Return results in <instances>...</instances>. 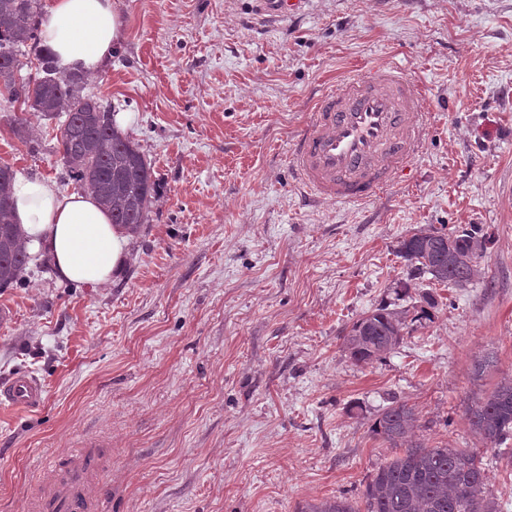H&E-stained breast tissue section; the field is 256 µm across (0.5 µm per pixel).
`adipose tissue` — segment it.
Here are the masks:
<instances>
[{"label":"adipose tissue","instance_id":"adipose-tissue-1","mask_svg":"<svg viewBox=\"0 0 512 512\" xmlns=\"http://www.w3.org/2000/svg\"><path fill=\"white\" fill-rule=\"evenodd\" d=\"M39 37L60 71L97 73L119 47L115 4L49 0ZM12 196L27 247L41 253L60 280L101 286L123 274L130 236L113 224L92 192L62 195L44 180L20 173L13 181Z\"/></svg>","mask_w":512,"mask_h":512}]
</instances>
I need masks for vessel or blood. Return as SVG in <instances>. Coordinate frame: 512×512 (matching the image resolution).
<instances>
[{
	"instance_id": "obj_1",
	"label": "vessel or blood",
	"mask_w": 512,
	"mask_h": 512,
	"mask_svg": "<svg viewBox=\"0 0 512 512\" xmlns=\"http://www.w3.org/2000/svg\"><path fill=\"white\" fill-rule=\"evenodd\" d=\"M422 95L395 64L345 77L316 103L292 148V166L317 196L363 203L390 187L419 153ZM44 386L31 376L0 384V402L21 408L42 404ZM32 512H96L95 464L70 457L52 474Z\"/></svg>"
}]
</instances>
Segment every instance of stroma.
Segmentation results:
<instances>
[{
    "mask_svg": "<svg viewBox=\"0 0 512 512\" xmlns=\"http://www.w3.org/2000/svg\"><path fill=\"white\" fill-rule=\"evenodd\" d=\"M116 3L121 47L84 92L129 117L160 192L118 280L76 287L36 255L0 290V383L45 387L37 408L0 405V512H28L80 449L101 512L356 502L395 454L371 431L392 400L426 446L484 452L466 407L512 376V0ZM385 64L425 93L420 155L372 201H309L290 165L308 112ZM59 125L0 98V164L80 194ZM473 225L491 242L471 284L408 280L402 239ZM421 292L434 321L355 364L344 329Z\"/></svg>",
    "mask_w": 512,
    "mask_h": 512,
    "instance_id": "1",
    "label": "stroma"
}]
</instances>
